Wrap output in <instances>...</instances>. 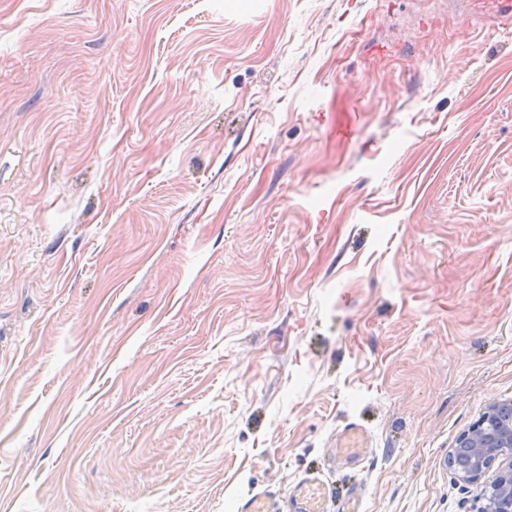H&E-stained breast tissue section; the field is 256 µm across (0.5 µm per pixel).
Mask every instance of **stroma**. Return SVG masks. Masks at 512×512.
<instances>
[{
  "mask_svg": "<svg viewBox=\"0 0 512 512\" xmlns=\"http://www.w3.org/2000/svg\"><path fill=\"white\" fill-rule=\"evenodd\" d=\"M510 400L512 27L0 0V512H480ZM494 405L460 435V445L449 451L448 460L454 465V460L465 453L468 467L460 472V477L467 482H477L501 459L497 475L485 491L486 504L480 512H512L511 402L508 403V410H503L504 414L508 413V423L503 422L496 426L494 432H490L491 426L495 425V422L489 421ZM503 459H509L507 466H504ZM493 485L495 488L492 491ZM344 438L336 449L339 457L359 459L361 450L365 447V432L356 424H350L344 429ZM325 491L317 478L302 482L291 497V512H325Z\"/></svg>",
  "mask_w": 512,
  "mask_h": 512,
  "instance_id": "35a3bbf8",
  "label": "stroma"
}]
</instances>
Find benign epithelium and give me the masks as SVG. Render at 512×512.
<instances>
[{
	"label": "benign epithelium",
	"instance_id": "benign-epithelium-1",
	"mask_svg": "<svg viewBox=\"0 0 512 512\" xmlns=\"http://www.w3.org/2000/svg\"><path fill=\"white\" fill-rule=\"evenodd\" d=\"M493 409L460 435V445L448 453L449 462L466 454L468 467L461 471L467 482L479 481L492 467H497L495 488L486 490V504L481 512H512V411L506 410L507 421L494 427L490 422Z\"/></svg>",
	"mask_w": 512,
	"mask_h": 512
}]
</instances>
